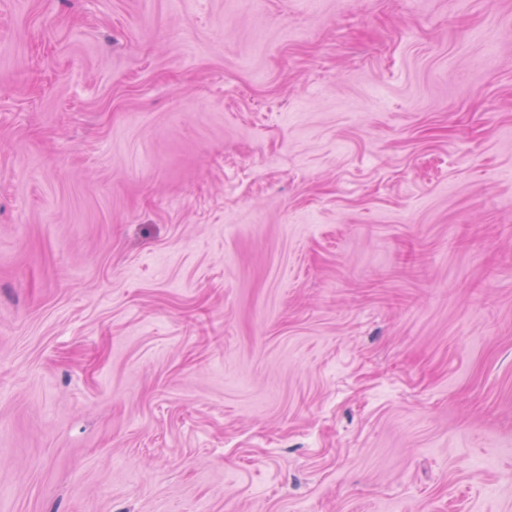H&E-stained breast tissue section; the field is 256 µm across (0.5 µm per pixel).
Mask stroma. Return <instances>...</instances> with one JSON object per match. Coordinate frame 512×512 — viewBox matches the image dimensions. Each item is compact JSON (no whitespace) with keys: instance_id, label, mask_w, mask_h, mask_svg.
<instances>
[{"instance_id":"35a3bbf8","label":"stroma","mask_w":512,"mask_h":512,"mask_svg":"<svg viewBox=\"0 0 512 512\" xmlns=\"http://www.w3.org/2000/svg\"><path fill=\"white\" fill-rule=\"evenodd\" d=\"M0 512H512V0H0Z\"/></svg>"}]
</instances>
